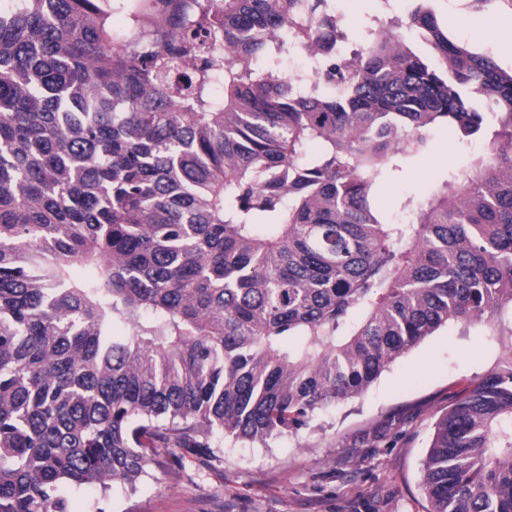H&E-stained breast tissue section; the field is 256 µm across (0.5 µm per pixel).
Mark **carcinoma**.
<instances>
[{"label": "carcinoma", "mask_w": 512, "mask_h": 512, "mask_svg": "<svg viewBox=\"0 0 512 512\" xmlns=\"http://www.w3.org/2000/svg\"><path fill=\"white\" fill-rule=\"evenodd\" d=\"M331 2L0 0V512L296 435L512 309V69L429 0L404 22L427 53L381 27L338 57ZM291 49L329 68L298 89ZM441 124L482 149L394 221L377 184ZM423 486L512 512V348L436 422Z\"/></svg>", "instance_id": "obj_1"}]
</instances>
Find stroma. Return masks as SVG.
I'll return each instance as SVG.
<instances>
[{
    "label": "stroma",
    "instance_id": "stroma-1",
    "mask_svg": "<svg viewBox=\"0 0 512 512\" xmlns=\"http://www.w3.org/2000/svg\"><path fill=\"white\" fill-rule=\"evenodd\" d=\"M414 0H338L351 49L365 26L414 8ZM449 36L512 68V48L491 28L512 21V0H431ZM431 148L380 182L376 198L401 218L400 203L426 195L448 169L466 165L468 141L430 130ZM512 347V312L492 327L449 321L381 373L358 398L316 411L308 430L266 443L225 441L210 455L161 452L135 490L115 488L108 512H430L424 463L439 417L471 381L490 374Z\"/></svg>",
    "mask_w": 512,
    "mask_h": 512
}]
</instances>
